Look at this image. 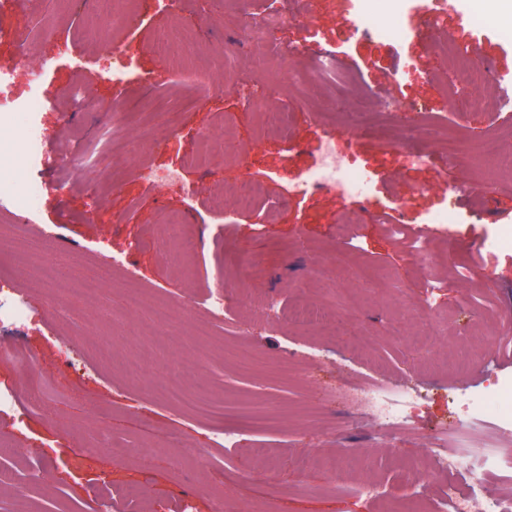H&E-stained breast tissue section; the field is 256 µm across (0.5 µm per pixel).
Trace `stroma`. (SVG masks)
<instances>
[{"mask_svg":"<svg viewBox=\"0 0 512 512\" xmlns=\"http://www.w3.org/2000/svg\"><path fill=\"white\" fill-rule=\"evenodd\" d=\"M420 5L319 0L314 17L280 26L257 48L269 62L267 105L288 113L280 130L266 127L243 94L260 63L234 45L268 0L229 8L224 0H183L177 19L161 0H139L137 14L118 26L108 16L89 25L79 0L0 8V29L19 35L0 41V67L14 69L18 97L38 96L30 119L52 158L43 166L24 151L17 169H0L15 195L32 182L43 187L25 213H0V234L42 237L51 247L24 265L0 254V287L25 295L33 310L0 330V391L14 395L13 407L0 409V440L13 449L8 470L40 474L21 492L0 487V512H113L107 488L137 491L148 512H381L378 499L362 494L366 484L387 490L390 512H435L463 479L435 467L429 446L512 448V437L499 434L512 416V366H488L512 336V173L480 148L496 136L512 150V111L489 90L465 86L467 106L452 107L443 90L448 66L429 48L453 41L492 77H512V39L472 22L478 10L502 17L500 0H454L459 19L431 33L417 22ZM365 15L403 19L407 32L388 41L370 30L338 36L339 26ZM178 21L197 37L194 57L213 87L206 98L181 87L154 50L158 32ZM115 37L133 58L121 91L106 71L105 46ZM323 48L346 84L298 81ZM412 58L433 81L400 77ZM76 85L96 112L117 119L114 148L89 161L75 147L95 142L99 129L74 109L68 92ZM360 93L396 109L385 133L360 130L350 116L347 101ZM420 114L417 134L433 159L410 166L395 127ZM205 135L229 141L231 157L200 165ZM323 135L369 175L366 205L329 189L288 195ZM447 136L460 141L451 158L438 152ZM145 164L180 170L182 184H143ZM244 177L264 188L252 212L236 211L226 196ZM452 186L454 214L428 223L446 210ZM176 212L200 240L186 262L174 248L143 243ZM403 220L424 232L423 253L391 234ZM243 250L251 267L237 264ZM54 251L74 267L61 294L32 285ZM116 262L109 282L88 288L93 271ZM461 266L471 279L458 278ZM432 278L440 286L431 291ZM129 288L142 291L139 313L124 308ZM219 290L225 308L216 318L209 296ZM161 304L173 311L180 350L169 349L152 321ZM302 306L314 318H290ZM105 343L114 349L108 360L99 355ZM145 344L158 365L137 379L124 362ZM28 356L46 381L40 403L26 395ZM181 368L188 384H206L223 400L228 415L250 411L264 427H242L236 446H225L213 424L168 398L166 376ZM366 379L416 388L407 427L350 405V389ZM201 448L209 458L198 456ZM258 448L267 458L255 456ZM322 456L335 457V476L318 469ZM416 466L428 472L421 502L407 481Z\"/></svg>","mask_w":512,"mask_h":512,"instance_id":"stroma-1","label":"stroma"}]
</instances>
